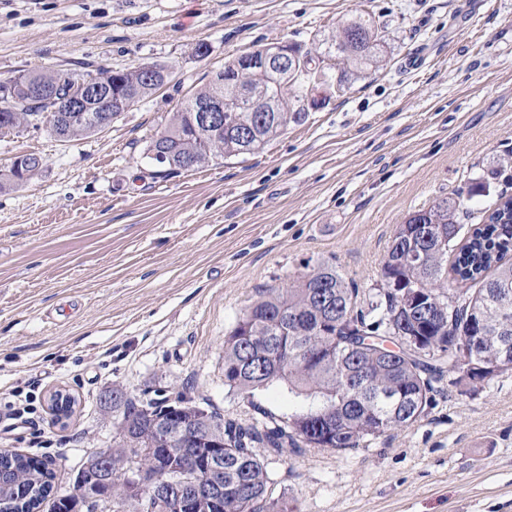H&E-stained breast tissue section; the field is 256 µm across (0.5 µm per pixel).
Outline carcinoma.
<instances>
[{
    "label": "carcinoma",
    "mask_w": 512,
    "mask_h": 512,
    "mask_svg": "<svg viewBox=\"0 0 512 512\" xmlns=\"http://www.w3.org/2000/svg\"><path fill=\"white\" fill-rule=\"evenodd\" d=\"M381 41L376 22L362 16L343 23L331 46L354 66L378 64ZM298 67L278 77L254 72L247 76L250 91L276 102L255 127L248 141L229 131L203 137L192 124L197 103L219 98L241 110L245 94L225 74L236 60L212 72L208 83L178 105L164 130L148 146L162 153L165 164L185 168L188 158L202 165L217 158L253 154L288 123L306 118L302 93L316 88L317 67L309 52L290 46ZM110 71L61 73L59 92L79 96L86 85ZM51 84L55 76L30 70L0 81V129L18 131L45 126L62 141L85 138L104 130L101 105L87 101L81 118L70 123L53 111L55 97L32 94L36 82ZM295 89L292 99L283 88ZM160 88L140 78L137 68L116 71L112 92L135 100ZM462 203L441 199L410 214L397 227L382 268L377 300L362 304L359 289L327 262L296 277L286 288H264L237 321L224 341V382L239 393L254 392L277 383L302 400L300 408L265 421L242 423L209 412L185 395L136 401L120 387L112 389V473L110 494L94 501L86 512H178L176 503L159 496L155 487L132 490L128 475L144 469L163 479L186 477L190 457L212 461L196 478V486L224 488L212 512H286L273 498L274 480L267 457L288 458L303 448L336 451L356 449L421 417L440 389L445 369L458 351L466 349L487 372L485 382L512 371V358L501 352L512 347V196L502 193L484 211L482 223L464 228ZM430 227L422 238L420 225ZM425 250L416 264L412 253ZM458 286L460 302L448 319V282ZM405 288L428 290L445 311L430 320L407 308L400 298ZM416 336L429 345L417 353L399 340ZM203 417V428L187 439L176 438L156 448L154 425L172 415ZM0 512H36L52 491V473L42 463L16 453L0 455Z\"/></svg>",
    "instance_id": "cac0c4a2"
}]
</instances>
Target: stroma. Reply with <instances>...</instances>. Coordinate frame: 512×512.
<instances>
[{
  "label": "stroma",
  "mask_w": 512,
  "mask_h": 512,
  "mask_svg": "<svg viewBox=\"0 0 512 512\" xmlns=\"http://www.w3.org/2000/svg\"><path fill=\"white\" fill-rule=\"evenodd\" d=\"M359 13L383 35L362 69L326 54ZM271 43L302 45L328 75L304 121L195 169L149 158L191 88ZM146 63L174 80L97 135L0 134V173L43 160L0 191V449L48 464L58 493L111 445L113 386L245 422L288 413L286 385L248 399L224 383V340L259 290L329 262L375 298L410 213L462 197L479 223L490 200L468 197L472 179L512 164V0H0V80ZM57 391L77 400L70 418L51 411ZM20 394L41 442L5 417ZM269 470L288 512H512V371L449 387L367 447Z\"/></svg>",
  "instance_id": "obj_1"
}]
</instances>
